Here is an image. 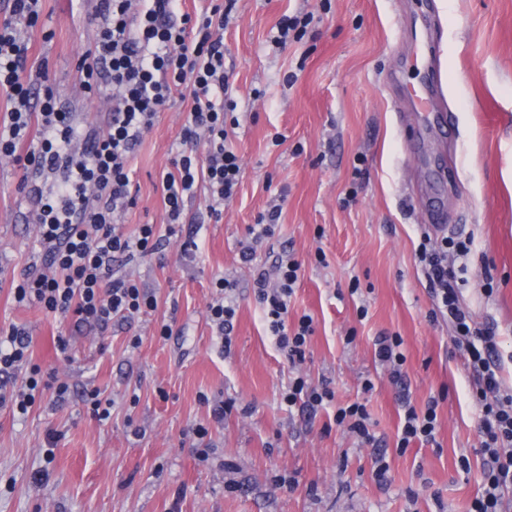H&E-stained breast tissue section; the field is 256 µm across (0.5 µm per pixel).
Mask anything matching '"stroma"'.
<instances>
[{
	"instance_id": "stroma-1",
	"label": "stroma",
	"mask_w": 512,
	"mask_h": 512,
	"mask_svg": "<svg viewBox=\"0 0 512 512\" xmlns=\"http://www.w3.org/2000/svg\"><path fill=\"white\" fill-rule=\"evenodd\" d=\"M94 6L42 0L27 68L47 69V89L100 124L107 103L78 92ZM304 13L315 17L306 36L273 48L280 19ZM417 48L430 49V73L409 65ZM224 64L241 182L220 219L197 196L162 253L131 263L157 299L132 323L67 330L62 351L57 322L15 301L36 226L19 172L0 163V327H25L33 364L71 386L65 403L46 395L23 416L0 410V512H467L481 489L478 408L450 326L430 317L416 249L425 233L472 239L465 302L512 353V0H238ZM428 76L448 118L444 135L414 118L411 92ZM189 110L174 101L136 149L135 204L118 217L125 232L165 223L161 177ZM278 198L276 235L244 262L248 226ZM190 238L197 247L184 250ZM285 250L303 264L288 319L313 318L302 373L313 384L331 379L336 395L313 417L281 403L288 361L252 288L254 270L274 273ZM219 276L238 283L227 352L206 318ZM164 323L166 340L155 334ZM383 331L404 340V386L374 363ZM364 374L375 383V448L333 421L336 405L360 397ZM87 387L111 399L108 421L89 414ZM438 394L437 445L397 451L403 400L421 408ZM217 401L235 404L219 425L210 421ZM199 424L209 427L204 459L192 434ZM380 447L390 465L383 485L373 476Z\"/></svg>"
}]
</instances>
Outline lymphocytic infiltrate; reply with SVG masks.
<instances>
[{
    "label": "lymphocytic infiltrate",
    "instance_id": "lymphocytic-infiltrate-1",
    "mask_svg": "<svg viewBox=\"0 0 512 512\" xmlns=\"http://www.w3.org/2000/svg\"><path fill=\"white\" fill-rule=\"evenodd\" d=\"M237 0H209L189 13L181 0H97L95 46L91 61L80 66V86L90 97H108L112 122L88 136L64 112L53 93L39 94L24 76L29 51L25 37L40 15L41 0H7L0 19V93L10 105L9 123L0 129V158L22 174L20 185L37 199V252L21 274L14 299L32 304L58 322L103 328L154 311L157 300L140 288L115 262L131 263L162 251L180 231L188 199L205 194L211 217L222 214L242 178V160L228 144L227 111L234 105L233 87L224 70V31L234 18ZM191 102L176 145L172 169L162 179L168 222L165 228L139 225L123 231L117 217L135 202L131 194V158L173 95ZM470 240L422 235L416 257L434 303V314L446 318L462 366L473 381L479 407L478 452L482 457L481 489L468 512H504V494L512 488V389L502 381L505 365L496 331L479 327L463 301L462 279L449 269V256L464 258ZM302 264L285 255L276 280L264 270L253 273L252 286L262 306L266 329L296 370L282 394L288 408L309 412L332 405L329 381L313 385L298 366L306 359L314 333L313 319L302 315L289 323L291 299ZM236 284L217 278L207 305V321L224 345H231L237 311ZM32 338L25 328H0V375L10 379L0 392V407L26 414L44 390L55 401L69 397L61 380L44 382L31 363ZM374 383L364 378L362 399L335 407L338 427L360 444L372 445L365 401ZM333 406V405H332ZM439 400L429 397L424 409L407 404L397 428L396 448L436 444Z\"/></svg>",
    "mask_w": 512,
    "mask_h": 512
}]
</instances>
